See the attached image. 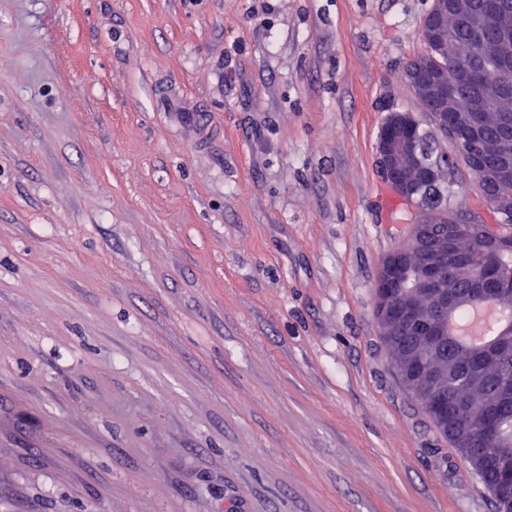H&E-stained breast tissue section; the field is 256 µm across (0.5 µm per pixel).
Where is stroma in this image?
Wrapping results in <instances>:
<instances>
[{
	"mask_svg": "<svg viewBox=\"0 0 512 512\" xmlns=\"http://www.w3.org/2000/svg\"><path fill=\"white\" fill-rule=\"evenodd\" d=\"M432 4L0 0V512H495L376 317Z\"/></svg>",
	"mask_w": 512,
	"mask_h": 512,
	"instance_id": "35a3bbf8",
	"label": "stroma"
}]
</instances>
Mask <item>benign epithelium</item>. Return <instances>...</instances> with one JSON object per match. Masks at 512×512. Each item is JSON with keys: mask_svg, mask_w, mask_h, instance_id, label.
Masks as SVG:
<instances>
[{"mask_svg": "<svg viewBox=\"0 0 512 512\" xmlns=\"http://www.w3.org/2000/svg\"><path fill=\"white\" fill-rule=\"evenodd\" d=\"M463 12L467 15L473 39L482 45L488 39L506 45L512 41V8L491 2L478 6L460 0H435L434 10L422 29L426 43L453 38L448 27V15ZM414 93L435 103L431 113L435 124L448 130L456 139L467 140L483 134L486 113L493 104L484 98L471 100L464 110L458 107L456 84L448 76L434 70L420 56L411 71ZM418 122L409 112H392L387 116L384 131L377 140V152L383 177L402 198L417 203L422 187L441 178L445 163L424 162L414 139ZM483 186L491 191L512 188V165L504 162L479 172ZM466 239L474 248L461 252L459 243ZM410 244L413 252H392L380 268L376 280L377 319L382 324L419 325L421 344L428 355L454 341L448 332V319L462 302L473 304L481 299L498 300L512 293V279L506 277L497 263L499 240L491 233L489 224H448L441 231L433 224H416ZM459 265L476 266L480 274L463 288L453 286L455 270L447 265L448 257ZM410 265L415 271L410 294L399 287L403 271ZM495 355L512 351V327L498 333L496 339L484 346ZM454 372L420 362L416 384L426 393L429 411L448 420V401L443 398L444 385ZM471 465L480 471H493L498 483L493 488L502 505V512H512V442L492 454L480 453L470 458Z\"/></svg>", "mask_w": 512, "mask_h": 512, "instance_id": "benign-epithelium-1", "label": "benign epithelium"}]
</instances>
